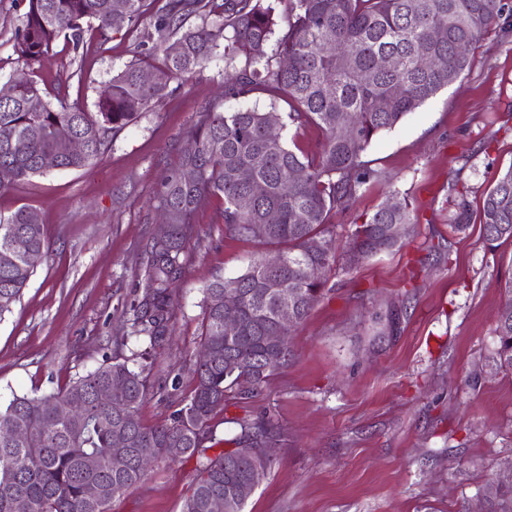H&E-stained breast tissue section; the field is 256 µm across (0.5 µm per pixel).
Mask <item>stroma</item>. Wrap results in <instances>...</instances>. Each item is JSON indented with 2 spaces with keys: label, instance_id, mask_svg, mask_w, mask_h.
Returning a JSON list of instances; mask_svg holds the SVG:
<instances>
[{
  "label": "stroma",
  "instance_id": "stroma-1",
  "mask_svg": "<svg viewBox=\"0 0 512 512\" xmlns=\"http://www.w3.org/2000/svg\"><path fill=\"white\" fill-rule=\"evenodd\" d=\"M154 26L113 33L106 48L88 42L82 57L65 43L33 67L48 99L93 110L101 87L143 58ZM472 69L395 129L363 159L374 175L331 221L337 243L392 194L417 220L398 251L353 260L337 252L325 270L328 291L291 331L293 357L246 400L215 409L212 447L231 449L240 423L261 416L283 432L270 471L247 512H486L487 488L512 473V371L496 358V313L512 284V241H487L483 196L512 166V21L485 32ZM82 70V85L61 78ZM224 62L196 70L174 100L156 103L118 132L88 169L33 177L0 192V212L27 205L50 242L23 295L0 319V400L66 387L112 354L147 378L143 424L170 422L194 388L203 288L237 276L261 246L229 238L211 207L194 217L199 246L182 273L169 334L138 358L129 303L159 231L163 184L181 160L184 133L199 110L239 104L222 96ZM469 226L456 231L461 214ZM197 461L153 464L112 501L109 512H181Z\"/></svg>",
  "mask_w": 512,
  "mask_h": 512
}]
</instances>
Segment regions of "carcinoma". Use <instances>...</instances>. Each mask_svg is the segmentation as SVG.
<instances>
[{
    "label": "carcinoma",
    "mask_w": 512,
    "mask_h": 512,
    "mask_svg": "<svg viewBox=\"0 0 512 512\" xmlns=\"http://www.w3.org/2000/svg\"><path fill=\"white\" fill-rule=\"evenodd\" d=\"M21 26L13 43L15 63L29 67L64 39L74 53L87 38L99 48L112 32L137 27L148 0H13ZM123 15L118 24L111 12ZM155 46L149 60H135L112 75L88 112L67 97L53 103L37 80L17 74L14 93L0 98V191L21 187L35 176L91 167L111 138L155 103L174 96L179 82L211 58L224 57L227 98L256 90L270 110L256 107L219 112L204 107L184 136L190 143L164 183L160 204L169 211L163 239H152L144 279L130 308L133 327L146 349L159 346L174 315L176 282L198 242L195 213L215 198L223 201L215 223L224 235L276 249L254 260L239 275L217 277L203 289L201 346L206 357L194 369L195 386L170 422L144 426L138 410L148 392L142 372L129 367L118 350L61 391L18 395L0 404V422L22 428V440L0 439V512H108L109 504L137 485L147 466L168 458L166 449L197 461L192 493L182 512H210L212 498L224 512H245L250 495L275 460L280 426L268 417L241 424L239 446L208 455L205 442L214 410L233 397L249 398L288 365V342L273 345L280 307H291L297 322L321 299L324 283L307 275L309 266L336 263L332 214L346 209L373 174L362 156L374 138L471 69L473 57L457 51L475 44L505 18L502 0H288L285 24L271 0H163L154 14ZM392 58L383 67L379 59ZM431 66H421L422 57ZM288 103L289 112L276 111ZM312 124L323 134L321 147L304 152L289 146L269 124ZM79 137L87 151L59 154V143ZM305 173L289 181L293 171ZM250 198L244 208L241 201ZM277 221H268L270 213ZM414 223L411 203L394 194L354 225L351 250L362 257L391 252L404 243ZM489 242L512 240V166L486 192L479 214ZM399 224L403 235H387ZM23 238L31 251L49 250L37 213L21 206L0 214V318L11 311L35 274V265L13 249ZM496 317L497 354L512 370V285ZM237 304L224 308L225 294ZM233 313L238 330L224 331ZM126 386L122 405L97 400V391ZM80 403L84 414H68ZM94 455L98 466L85 467ZM101 495L92 500L86 488ZM489 512H512V484L486 494Z\"/></svg>",
    "instance_id": "carcinoma-1"
}]
</instances>
